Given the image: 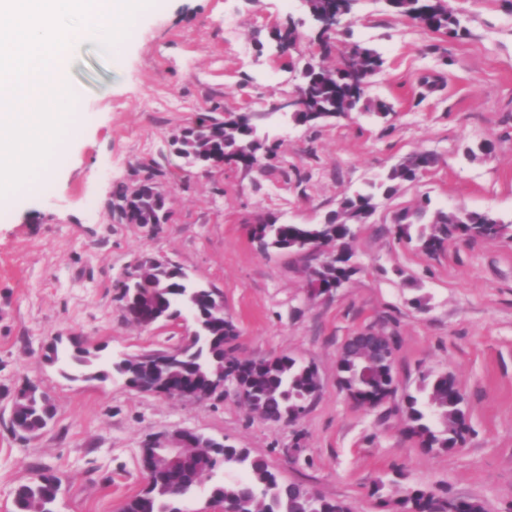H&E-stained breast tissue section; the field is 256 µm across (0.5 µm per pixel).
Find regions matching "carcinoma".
Instances as JSON below:
<instances>
[{
	"instance_id": "1",
	"label": "carcinoma",
	"mask_w": 512,
	"mask_h": 512,
	"mask_svg": "<svg viewBox=\"0 0 512 512\" xmlns=\"http://www.w3.org/2000/svg\"><path fill=\"white\" fill-rule=\"evenodd\" d=\"M392 9L408 16L424 29L458 37L464 33L460 22L448 8L446 0H394ZM351 66L360 81H368L381 69L383 60L372 48L358 44L347 48L335 66L319 65L310 69L302 86L306 112L304 123L324 122L325 113H342L358 102L350 101L348 73L342 64ZM254 113L247 123L225 122L212 116L199 119L196 126L174 136L172 143L188 163L218 166L232 163L239 148L247 144L253 157L273 153L266 142L251 139L257 128ZM438 163L432 153L419 152L404 158L373 186V189L343 199L324 224H256L252 232H261L268 247L292 251L305 241L335 242L349 251L353 240V226L360 224L375 204L379 195L391 197L400 187L413 182ZM165 205L164 196L148 176L142 190L123 197L122 215L134 209L142 217L155 213V207ZM430 200L424 199L413 208L400 210L392 232L399 240L416 242L427 253L444 248L451 240L470 238L512 239V224L503 222L489 212L463 209V212L432 211ZM352 273L348 265L335 262L320 268L316 276L328 282L347 279ZM132 275L139 278L137 295L121 297L125 317L139 325L146 320L176 319L183 309L194 311L198 324L193 342L179 344L181 359L173 371H151L147 361L135 356L126 361L132 382L170 385L174 388L201 386L205 377L216 368L234 373L246 386L244 400L250 411L260 418L284 417L298 421L316 396L317 382L309 366L299 363L288 354L263 359L240 358L235 355L232 321L214 311L219 292L215 288H201L185 278L179 267L169 263L143 265ZM392 355L379 358L367 351L342 356L338 369L342 387L355 394L356 403L376 402L386 395L395 396L398 384L393 372ZM406 411V433L429 452H451L462 446L468 432L466 397L456 378L450 373L422 375L416 392L403 394ZM12 409L31 436H36L52 418L54 406L49 397L33 384L15 392ZM189 463L166 478L154 481L140 489L125 502V512H189L184 503L194 495L204 479L218 472L237 470L242 477L223 480L210 488L213 502L224 504L228 512L244 508L247 512H351L344 502L323 495L312 496L309 487L287 483L278 478L265 458L254 455L247 448L226 444L222 448L187 449ZM61 490V478L50 472H39L28 483L14 492V512H55ZM399 512H487L486 505L474 499H461L431 489L408 488L397 500Z\"/></svg>"
}]
</instances>
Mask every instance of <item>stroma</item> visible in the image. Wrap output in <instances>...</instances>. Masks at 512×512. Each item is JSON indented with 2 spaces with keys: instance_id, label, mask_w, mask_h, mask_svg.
<instances>
[{
  "instance_id": "1",
  "label": "stroma",
  "mask_w": 512,
  "mask_h": 512,
  "mask_svg": "<svg viewBox=\"0 0 512 512\" xmlns=\"http://www.w3.org/2000/svg\"><path fill=\"white\" fill-rule=\"evenodd\" d=\"M461 37L421 28L386 0H357L342 44L376 48L384 64L364 90L391 105L387 118L355 112L309 126L271 108L323 56L314 28H297L287 54L276 33L303 18L302 0H153L114 52L86 42L67 59L82 123L34 188L0 209V512L45 468L62 480L58 512H117L142 486L148 437L186 427L263 456L278 476L345 501L353 512H390L404 489H445L512 512V240H454L435 254L398 240L397 211L429 197L512 221V0H448ZM263 113L258 132L275 153L262 170L194 166L171 141L198 118ZM492 142L491 154L471 150ZM439 162L419 181L379 198L351 243L357 271L328 295L309 296L310 263L261 251L250 228L265 216L319 224L340 201L413 153ZM155 174L170 198L164 224H129L119 191ZM143 256L179 265L219 289L237 326L240 357L288 354L313 366L320 389L294 424L265 421L235 395L197 403L139 392L119 376L85 379L75 346L110 359L175 346L182 320L150 329L127 320L119 299ZM423 296L425 309L412 300ZM396 337L401 392L425 373L455 376L470 432L449 453L405 433L399 396L368 409L338 383L348 336ZM58 342L57 361L46 349ZM34 383L54 416L36 437L10 430L12 397Z\"/></svg>"
}]
</instances>
